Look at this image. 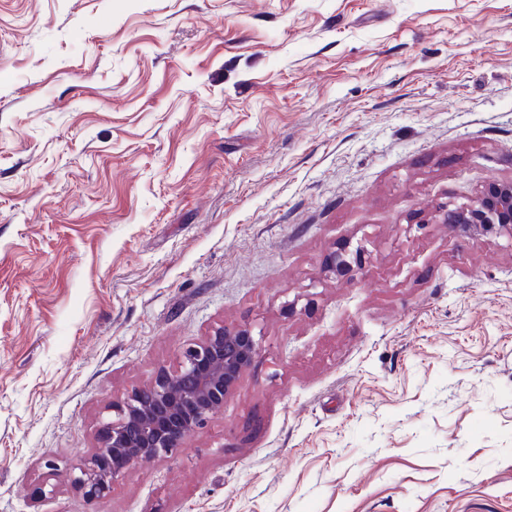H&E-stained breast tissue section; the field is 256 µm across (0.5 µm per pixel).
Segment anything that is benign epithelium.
<instances>
[{
    "label": "benign epithelium",
    "mask_w": 512,
    "mask_h": 512,
    "mask_svg": "<svg viewBox=\"0 0 512 512\" xmlns=\"http://www.w3.org/2000/svg\"><path fill=\"white\" fill-rule=\"evenodd\" d=\"M438 220L474 234L512 230V182H489L473 204L441 209ZM257 354L247 329L218 327L189 344L176 369L158 370L146 387L112 404L100 445L71 480L75 490L87 499L103 497L139 461L176 455L188 434L224 409V399Z\"/></svg>",
    "instance_id": "benign-epithelium-1"
}]
</instances>
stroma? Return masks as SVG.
Wrapping results in <instances>:
<instances>
[{
	"label": "stroma",
	"mask_w": 512,
	"mask_h": 512,
	"mask_svg": "<svg viewBox=\"0 0 512 512\" xmlns=\"http://www.w3.org/2000/svg\"><path fill=\"white\" fill-rule=\"evenodd\" d=\"M493 179L512 0H0V512H512V235L434 217ZM220 326L223 410L79 494Z\"/></svg>",
	"instance_id": "1"
}]
</instances>
